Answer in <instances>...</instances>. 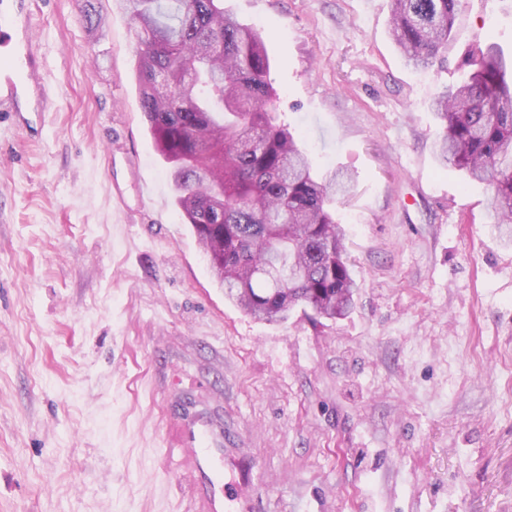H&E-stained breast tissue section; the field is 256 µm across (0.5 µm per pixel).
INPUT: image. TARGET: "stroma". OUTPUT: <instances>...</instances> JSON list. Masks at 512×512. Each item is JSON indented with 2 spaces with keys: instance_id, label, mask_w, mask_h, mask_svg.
I'll return each instance as SVG.
<instances>
[{
  "instance_id": "obj_1",
  "label": "stroma",
  "mask_w": 512,
  "mask_h": 512,
  "mask_svg": "<svg viewBox=\"0 0 512 512\" xmlns=\"http://www.w3.org/2000/svg\"><path fill=\"white\" fill-rule=\"evenodd\" d=\"M32 8L56 107L36 140L0 112V512H202L187 413L224 428V512H512V245L437 160L433 107L478 40L512 55V0H463L427 70L391 0H224L279 121L354 181L350 313L274 323L225 300L172 203L126 11Z\"/></svg>"
}]
</instances>
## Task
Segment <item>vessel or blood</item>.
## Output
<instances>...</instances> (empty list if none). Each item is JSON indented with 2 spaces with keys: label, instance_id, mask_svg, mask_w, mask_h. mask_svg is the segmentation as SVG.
<instances>
[{
  "label": "vessel or blood",
  "instance_id": "b4317fda",
  "mask_svg": "<svg viewBox=\"0 0 512 512\" xmlns=\"http://www.w3.org/2000/svg\"><path fill=\"white\" fill-rule=\"evenodd\" d=\"M37 41L32 0H0V112L10 113L26 131L42 123L52 105ZM176 435L189 446L188 467L210 473L222 456L221 434L210 433L203 452L191 448L193 435L185 427H177Z\"/></svg>",
  "mask_w": 512,
  "mask_h": 512
}]
</instances>
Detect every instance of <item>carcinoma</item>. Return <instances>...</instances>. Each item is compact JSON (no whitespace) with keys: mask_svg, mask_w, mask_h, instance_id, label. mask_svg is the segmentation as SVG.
<instances>
[{"mask_svg":"<svg viewBox=\"0 0 512 512\" xmlns=\"http://www.w3.org/2000/svg\"><path fill=\"white\" fill-rule=\"evenodd\" d=\"M134 22L142 110L172 164L176 206L224 295L261 321L306 304L339 320L352 308L345 228L332 192L350 182L317 178L271 104L270 60L260 32L224 0H119ZM462 0H391V36L407 62L442 60ZM468 79L434 100L442 165L487 183L490 225L512 243V65L487 41Z\"/></svg>","mask_w":512,"mask_h":512,"instance_id":"cac0c4a2","label":"carcinoma"}]
</instances>
